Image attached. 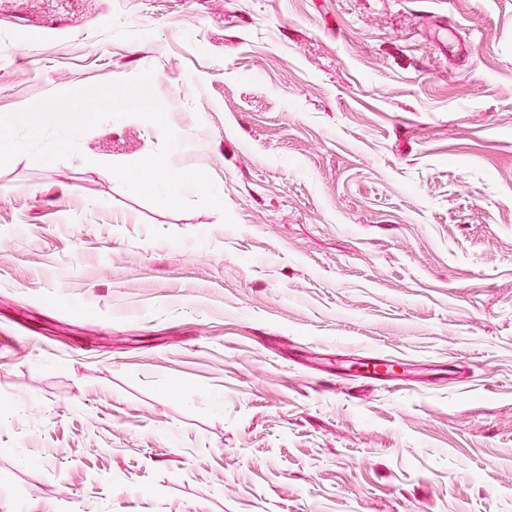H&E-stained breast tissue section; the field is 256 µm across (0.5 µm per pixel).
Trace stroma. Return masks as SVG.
I'll use <instances>...</instances> for the list:
<instances>
[{
	"label": "stroma",
	"mask_w": 512,
	"mask_h": 512,
	"mask_svg": "<svg viewBox=\"0 0 512 512\" xmlns=\"http://www.w3.org/2000/svg\"><path fill=\"white\" fill-rule=\"evenodd\" d=\"M146 71L224 207L0 167V512H512V0H0V115Z\"/></svg>",
	"instance_id": "35a3bbf8"
}]
</instances>
